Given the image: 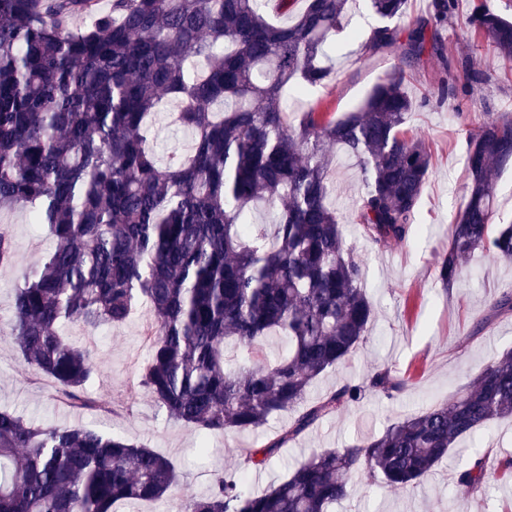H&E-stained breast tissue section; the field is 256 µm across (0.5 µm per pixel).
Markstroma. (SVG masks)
I'll return each instance as SVG.
<instances>
[{
    "instance_id": "stroma-1",
    "label": "stroma",
    "mask_w": 512,
    "mask_h": 512,
    "mask_svg": "<svg viewBox=\"0 0 512 512\" xmlns=\"http://www.w3.org/2000/svg\"><path fill=\"white\" fill-rule=\"evenodd\" d=\"M376 23L365 0H351L345 28L334 38L330 81L308 88L293 101L294 111L313 105L338 118L361 105L398 63L391 52L360 53L359 43ZM442 38L444 55L426 53L406 85L416 109L405 130L425 140L432 165L414 229L404 243L382 248L360 237L352 222L362 189L359 171L341 151H332L328 164L331 202L348 243L364 260L375 316L367 343L349 361L321 375L308 397L317 399L383 368L404 378L407 386L395 398L375 394L346 413L324 419L289 443L277 460L252 473L253 491L267 489L313 451L353 445L412 413L447 403L503 351L512 349V312L495 315L490 310L500 292L512 289V263L475 252L450 289L442 288L435 265L436 254L448 246L450 224L464 200L470 131L487 116L512 114V63L499 59L485 37L458 40L456 24H449ZM472 70L481 73V81L469 82ZM451 79L470 84V91L442 97L441 85ZM0 231L11 237L14 248L11 266L0 268V409L37 425L82 424L145 444L182 464L177 489L181 496L206 492L214 477L232 466L237 449L260 445L287 425L283 415L257 433L210 435L211 454L205 463L196 462L190 450L199 445L200 433L170 420L139 384L150 326L144 307L122 326L92 331L76 320L62 325L65 336L93 354L97 371L89 386L92 397L111 402L115 409L110 416L94 410L70 413L53 384L35 374L7 335L15 290L44 262L53 239L47 225L31 223L29 210L21 207L0 211ZM462 459L461 452L451 451L432 476L410 490L380 480L354 481L349 497L333 512H512L510 476L477 492L455 487V468Z\"/></svg>"
}]
</instances>
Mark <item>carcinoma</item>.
<instances>
[{
	"label": "carcinoma",
	"instance_id": "1",
	"mask_svg": "<svg viewBox=\"0 0 512 512\" xmlns=\"http://www.w3.org/2000/svg\"><path fill=\"white\" fill-rule=\"evenodd\" d=\"M378 24L365 54L399 52L401 65L343 118L299 116L286 90L324 84L347 0H0V210L30 208L54 246L16 289L10 336L27 363L80 411L112 406L87 391L94 367L60 325L95 328L151 314L141 386L175 422L204 434L255 431L291 414L207 493L177 512H329L356 476L408 488L430 476L461 439L512 417V351L448 403L347 448L324 449L255 493L248 473L320 420L406 380L381 369L309 402L313 381L369 338L374 313L363 264L329 203L327 147L357 160L365 184L353 222L375 245L409 236L430 154L403 127L416 108L408 69L441 52L458 0H432L403 31L408 0H367ZM287 21L273 23L270 14ZM467 30L512 59V20L482 3ZM192 151L162 162L148 138L164 99ZM467 195L436 255L453 286L481 250L512 260V225L494 223V175L512 162V117L468 136ZM258 209L272 224H254ZM286 339L270 359L265 342ZM244 351L226 355L228 343ZM181 472L145 445L83 425L39 427L0 409V512H116L119 502L175 498ZM496 472L471 456L455 483L479 491Z\"/></svg>",
	"mask_w": 512,
	"mask_h": 512
}]
</instances>
